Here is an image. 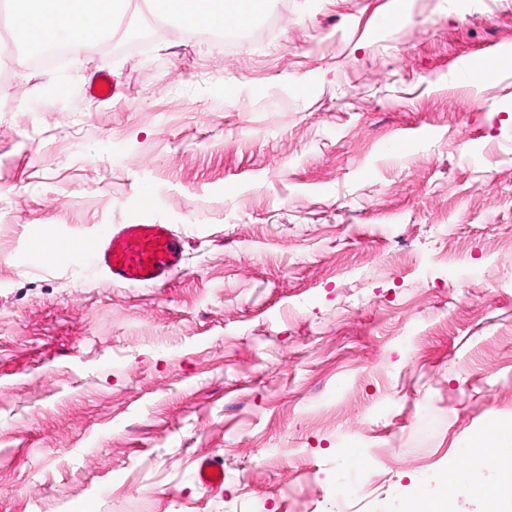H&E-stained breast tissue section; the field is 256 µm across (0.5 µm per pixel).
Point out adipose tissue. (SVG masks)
I'll return each mask as SVG.
<instances>
[{
  "mask_svg": "<svg viewBox=\"0 0 512 512\" xmlns=\"http://www.w3.org/2000/svg\"><path fill=\"white\" fill-rule=\"evenodd\" d=\"M6 18L13 42L39 47L67 44L75 52L96 48L98 39L111 36L128 0H8ZM160 19L190 28L212 30L237 14L241 0H147ZM31 16L33 26L18 24L21 16ZM96 27L97 40L84 38L87 27ZM471 447L490 449L489 466L512 472V424L495 426L474 436Z\"/></svg>",
  "mask_w": 512,
  "mask_h": 512,
  "instance_id": "1",
  "label": "adipose tissue"
}]
</instances>
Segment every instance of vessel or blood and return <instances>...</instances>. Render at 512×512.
<instances>
[{"label":"vessel or blood","mask_w":512,"mask_h":512,"mask_svg":"<svg viewBox=\"0 0 512 512\" xmlns=\"http://www.w3.org/2000/svg\"><path fill=\"white\" fill-rule=\"evenodd\" d=\"M73 253L94 263L113 284L162 288L181 270L184 241L167 224H111L77 240ZM196 478L210 490H222L221 460L199 462Z\"/></svg>","instance_id":"1"}]
</instances>
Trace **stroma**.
I'll return each instance as SVG.
<instances>
[{
  "label": "stroma",
  "instance_id": "obj_1",
  "mask_svg": "<svg viewBox=\"0 0 512 512\" xmlns=\"http://www.w3.org/2000/svg\"><path fill=\"white\" fill-rule=\"evenodd\" d=\"M251 23L0 47V512H400L512 421V67L454 73L512 54V0ZM102 224L171 225L182 275L29 246ZM511 487L478 468L454 512ZM210 469V472H206ZM196 478L202 486L211 491H220L224 487V466L221 460L216 458L205 459L198 463Z\"/></svg>",
  "mask_w": 512,
  "mask_h": 512
}]
</instances>
